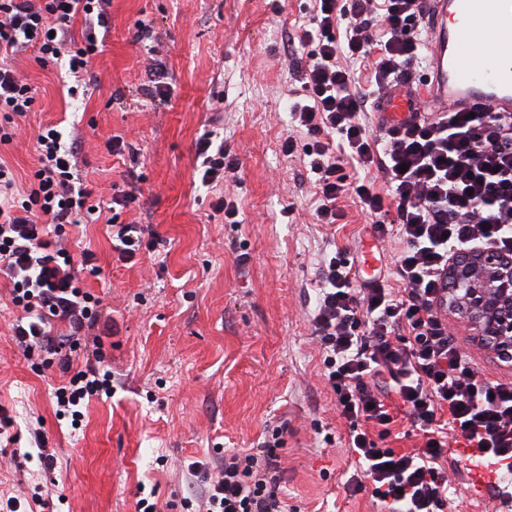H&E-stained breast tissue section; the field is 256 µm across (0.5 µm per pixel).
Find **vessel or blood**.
<instances>
[{
    "label": "vessel or blood",
    "instance_id": "1",
    "mask_svg": "<svg viewBox=\"0 0 512 512\" xmlns=\"http://www.w3.org/2000/svg\"><path fill=\"white\" fill-rule=\"evenodd\" d=\"M432 23L420 74L429 101L409 86L393 89L383 103L387 126L403 125L426 107L440 111L476 105L512 113V0H427Z\"/></svg>",
    "mask_w": 512,
    "mask_h": 512
}]
</instances>
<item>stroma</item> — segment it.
<instances>
[{
  "instance_id": "obj_1",
  "label": "stroma",
  "mask_w": 512,
  "mask_h": 512,
  "mask_svg": "<svg viewBox=\"0 0 512 512\" xmlns=\"http://www.w3.org/2000/svg\"><path fill=\"white\" fill-rule=\"evenodd\" d=\"M308 0H112L103 51L93 78L75 96L63 64L40 65L33 54L13 64L36 90L33 112L0 159L19 178L36 165L39 131L56 125L78 132V166L90 204L114 189L135 190L125 219L166 240L120 260L104 222L70 231L74 255L89 251L100 269L79 270L83 288L102 298L115 328L106 337L114 374L111 397L85 402L79 423L57 414L58 367L34 368L10 325L19 311L0 274V408L14 418L21 447L41 432L57 459L49 476L54 512H134L141 489L159 505L178 502L192 462L214 463L227 451L255 447L282 428L278 449L288 512H377L370 489L349 495V427L336 414L324 377V353L311 323L324 257L340 249L368 258L398 287L395 237L372 238V217L353 196L339 199L343 217L316 223V189L303 162L307 138L289 107L297 86L288 37L305 21ZM149 24L151 41L136 38ZM158 45L152 56L150 45ZM169 73V103L145 92L147 68ZM222 129L236 155V180L224 193L235 220L213 208L201 186L195 143ZM134 156H116L113 136ZM293 153H285V139ZM448 328L479 378L512 381V367L483 347L473 327L444 311ZM448 480L445 512H512L497 494L471 499L468 469L456 452L440 461ZM38 459L0 458V497L44 482Z\"/></svg>"
}]
</instances>
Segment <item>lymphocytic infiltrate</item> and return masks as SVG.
I'll return each instance as SVG.
<instances>
[{
  "label": "lymphocytic infiltrate",
  "instance_id": "lymphocytic-infiltrate-1",
  "mask_svg": "<svg viewBox=\"0 0 512 512\" xmlns=\"http://www.w3.org/2000/svg\"><path fill=\"white\" fill-rule=\"evenodd\" d=\"M110 0H0V54L35 49L39 62L66 59L72 74L90 75L100 51L95 31L71 35L76 15L104 20ZM426 0H313L298 42L306 57H294L301 87L292 105L308 143L305 154L315 176L318 223L334 224L337 200L355 195L378 214L385 202L396 218L373 225L376 237L398 235L396 258L402 287L357 281L346 253L327 255L312 322L325 350L324 376L336 396V411L350 430L354 466L349 493L370 486L381 512H443L448 481L438 465L451 429L463 447L479 449L503 503H512V382L478 378L448 326L437 315L446 302L448 262L459 250H496L512 256V114L483 118L473 112H419L413 120L373 137L363 116L378 112L387 93L409 82L424 52ZM372 59L367 82L356 80L340 58ZM35 94L11 66L0 65V143L12 140L19 118L33 111ZM78 143L44 128L37 136V165L27 190L0 160V273L10 278L12 302L23 315L13 327L26 355L48 353L68 382L55 390L60 412L80 418L86 398L111 395L112 373L94 329L104 322L101 299L80 285L63 245L64 230L86 224L98 211L88 204L77 167ZM203 158L201 182L222 183L236 173L238 159L213 136L197 142ZM381 173L386 190L376 192L345 170ZM137 199L113 194L106 221L115 247L131 258L142 248L145 229L121 218ZM68 326L53 333L54 322ZM85 364L74 369V353ZM396 395L422 431L423 447L410 452L378 448L369 433L389 435L394 417L386 402ZM191 474L204 490L184 499V512H284L278 496L282 469L274 442L249 453L226 454L217 470L196 462Z\"/></svg>",
  "mask_w": 512,
  "mask_h": 512
}]
</instances>
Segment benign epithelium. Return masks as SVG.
Wrapping results in <instances>:
<instances>
[{"mask_svg": "<svg viewBox=\"0 0 512 512\" xmlns=\"http://www.w3.org/2000/svg\"><path fill=\"white\" fill-rule=\"evenodd\" d=\"M448 298L466 314L484 343L512 361V257L462 250L448 264Z\"/></svg>", "mask_w": 512, "mask_h": 512, "instance_id": "1", "label": "benign epithelium"}]
</instances>
